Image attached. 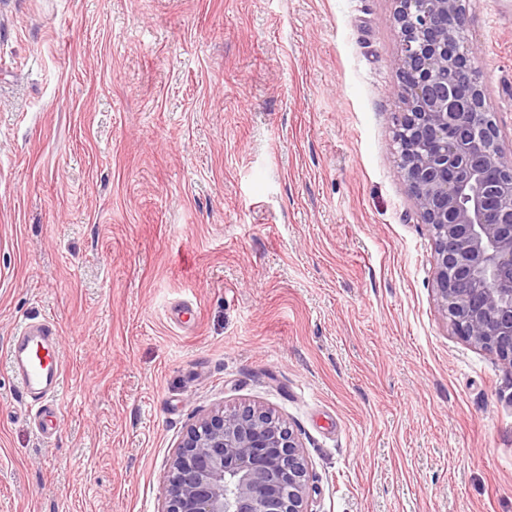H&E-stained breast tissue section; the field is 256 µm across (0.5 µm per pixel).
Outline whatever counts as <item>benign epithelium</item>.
Wrapping results in <instances>:
<instances>
[{
    "label": "benign epithelium",
    "instance_id": "benign-epithelium-1",
    "mask_svg": "<svg viewBox=\"0 0 512 512\" xmlns=\"http://www.w3.org/2000/svg\"><path fill=\"white\" fill-rule=\"evenodd\" d=\"M400 166L434 239L436 292L454 333L512 371V162L485 107L462 0H396ZM293 429L245 404L202 417L169 464L163 512H306Z\"/></svg>",
    "mask_w": 512,
    "mask_h": 512
}]
</instances>
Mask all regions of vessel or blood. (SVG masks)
Wrapping results in <instances>:
<instances>
[{
    "mask_svg": "<svg viewBox=\"0 0 512 512\" xmlns=\"http://www.w3.org/2000/svg\"><path fill=\"white\" fill-rule=\"evenodd\" d=\"M7 354L12 372L30 401L59 395L65 362L53 322L42 319L23 324L11 337Z\"/></svg>",
    "mask_w": 512,
    "mask_h": 512,
    "instance_id": "obj_1",
    "label": "vessel or blood"
}]
</instances>
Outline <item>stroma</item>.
I'll use <instances>...</instances> for the list:
<instances>
[{
  "mask_svg": "<svg viewBox=\"0 0 512 512\" xmlns=\"http://www.w3.org/2000/svg\"><path fill=\"white\" fill-rule=\"evenodd\" d=\"M464 5L512 156V0ZM395 8L0 0V512H162L185 431L246 403L298 434L307 512H512V372L437 299ZM33 317L45 427L6 357ZM7 354L12 372L30 402L59 395L65 362L53 322L42 319L23 324L10 338Z\"/></svg>",
  "mask_w": 512,
  "mask_h": 512,
  "instance_id": "35a3bbf8",
  "label": "stroma"
}]
</instances>
